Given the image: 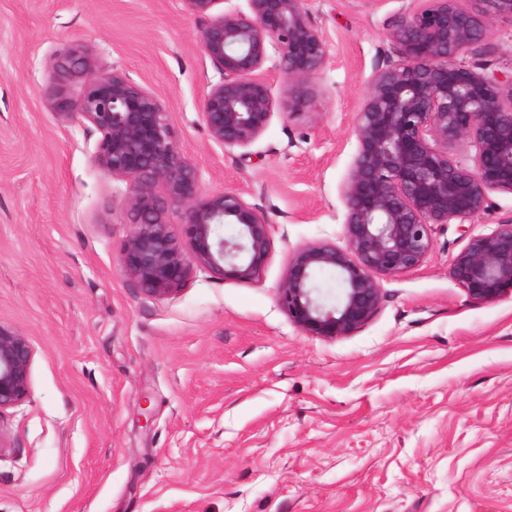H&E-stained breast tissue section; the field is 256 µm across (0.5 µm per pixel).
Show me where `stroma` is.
<instances>
[{
  "label": "stroma",
  "mask_w": 512,
  "mask_h": 512,
  "mask_svg": "<svg viewBox=\"0 0 512 512\" xmlns=\"http://www.w3.org/2000/svg\"><path fill=\"white\" fill-rule=\"evenodd\" d=\"M416 5L310 0L328 49L315 112L239 149L205 128L220 75L183 0H0V325L34 350L27 399L0 414V512H512V299L472 301L450 276L511 195L432 225L426 260L380 279L352 335H306L277 298L296 249L346 244L354 117ZM73 46L158 97L205 190L265 215L260 281L198 267L152 299L123 275L126 186L47 107ZM475 55L511 71L512 22Z\"/></svg>",
  "instance_id": "1"
}]
</instances>
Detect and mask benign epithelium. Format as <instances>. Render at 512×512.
<instances>
[{
  "instance_id": "obj_1",
  "label": "benign epithelium",
  "mask_w": 512,
  "mask_h": 512,
  "mask_svg": "<svg viewBox=\"0 0 512 512\" xmlns=\"http://www.w3.org/2000/svg\"><path fill=\"white\" fill-rule=\"evenodd\" d=\"M203 21L200 48L221 75L203 101L209 137L246 148L271 124L276 101L265 65L278 57L288 80L282 107L308 113L314 78L326 64V41L309 0H246L247 9L213 13L220 0H183ZM390 26L394 54L373 74L354 118L357 151L341 186L346 246L298 248L277 287L278 300L304 333L336 340L361 329L381 301L378 279L424 262L433 224H473L494 193L512 195V75L462 56L480 45L492 22H512V0H420ZM47 105L61 121L98 134L93 161L127 185L131 227L123 274L151 298L178 291L191 267L244 283L261 279L272 250L270 223L234 190L207 192L199 170L178 149L158 97L124 71L100 70L82 47L59 55ZM67 82L81 84L72 99ZM463 147L473 153L459 155ZM181 211V235L170 212ZM234 224V237L219 226ZM336 273L340 295L325 303L317 274ZM451 276L478 302L512 296V217L471 237ZM34 351L0 325V415L30 391Z\"/></svg>"
}]
</instances>
